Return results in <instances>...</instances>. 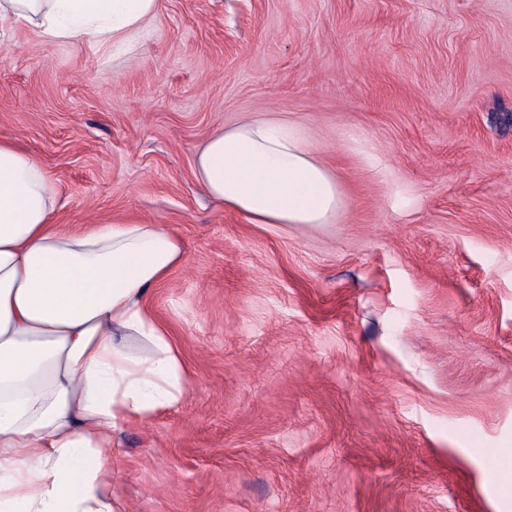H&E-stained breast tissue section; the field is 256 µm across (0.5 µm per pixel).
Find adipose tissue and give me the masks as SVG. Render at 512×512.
I'll return each mask as SVG.
<instances>
[{
	"label": "adipose tissue",
	"mask_w": 512,
	"mask_h": 512,
	"mask_svg": "<svg viewBox=\"0 0 512 512\" xmlns=\"http://www.w3.org/2000/svg\"><path fill=\"white\" fill-rule=\"evenodd\" d=\"M159 0H0L41 39L133 53ZM203 191L254 224H326L343 202L303 128L247 118L196 155ZM42 164L0 140V512H127L115 434L178 405L189 372L148 296L184 261L157 224L62 229Z\"/></svg>",
	"instance_id": "ef3b65f1"
}]
</instances>
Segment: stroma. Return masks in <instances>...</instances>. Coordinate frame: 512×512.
I'll return each mask as SVG.
<instances>
[{"label": "stroma", "mask_w": 512, "mask_h": 512, "mask_svg": "<svg viewBox=\"0 0 512 512\" xmlns=\"http://www.w3.org/2000/svg\"><path fill=\"white\" fill-rule=\"evenodd\" d=\"M301 124L327 224L208 197L216 131ZM0 139L59 226L180 238L186 399L118 434L127 512H512V0H159L129 55L0 26Z\"/></svg>", "instance_id": "obj_1"}]
</instances>
